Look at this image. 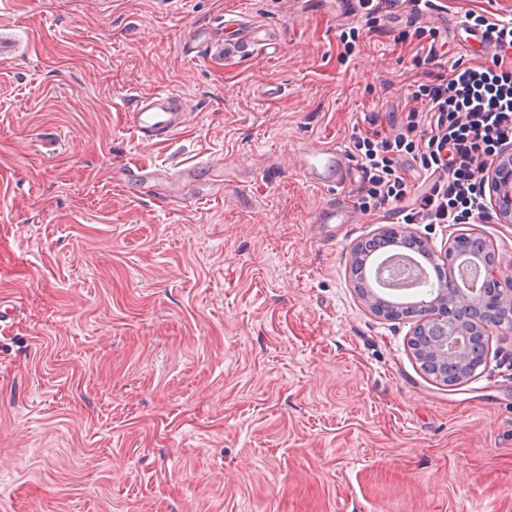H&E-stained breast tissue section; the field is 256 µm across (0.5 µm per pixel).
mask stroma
<instances>
[{"mask_svg":"<svg viewBox=\"0 0 512 512\" xmlns=\"http://www.w3.org/2000/svg\"><path fill=\"white\" fill-rule=\"evenodd\" d=\"M485 12L512 20V0H434L432 72L487 62L463 26ZM228 13L281 55L238 43ZM410 18L372 26L339 0L0 11V512H512V329H489L464 385L424 372L412 322L373 315L349 277L393 213L315 223L329 191L293 162L397 129L425 79L395 40ZM132 88L183 95L185 128L142 141L112 106ZM202 161L144 198L112 179ZM475 226L512 276V224ZM240 18L236 16L224 21L225 28L236 27L237 40L255 45L265 58H275L282 52V43L271 37L267 27L249 24Z\"/></svg>","mask_w":512,"mask_h":512,"instance_id":"obj_1","label":"stroma"}]
</instances>
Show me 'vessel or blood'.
Listing matches in <instances>:
<instances>
[{
    "instance_id": "b4317fda",
    "label": "vessel or blood",
    "mask_w": 512,
    "mask_h": 512,
    "mask_svg": "<svg viewBox=\"0 0 512 512\" xmlns=\"http://www.w3.org/2000/svg\"><path fill=\"white\" fill-rule=\"evenodd\" d=\"M240 41L259 48L263 57L279 55L283 45L271 37L268 28L250 24L234 17L229 19ZM124 115L126 124L143 138L154 140L173 135L186 124V107L183 99L174 93L157 91L149 94H127L116 104ZM299 168L305 179L317 187H345L351 177L352 167L340 147L318 142L299 148L296 152ZM161 169L142 164L129 169L126 186L134 194L148 195ZM355 212L353 201L345 195L332 196L323 203L315 216L319 224H348Z\"/></svg>"
}]
</instances>
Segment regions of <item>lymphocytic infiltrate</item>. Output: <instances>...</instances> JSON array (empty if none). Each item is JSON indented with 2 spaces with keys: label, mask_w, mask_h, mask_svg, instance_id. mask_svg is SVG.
<instances>
[{
  "label": "lymphocytic infiltrate",
  "mask_w": 512,
  "mask_h": 512,
  "mask_svg": "<svg viewBox=\"0 0 512 512\" xmlns=\"http://www.w3.org/2000/svg\"><path fill=\"white\" fill-rule=\"evenodd\" d=\"M418 108L383 134L353 130L350 155L361 172L358 207L392 211L405 224H465L482 217L483 172L512 144V63L498 53L478 67L451 65L448 73L417 84ZM414 163L429 186L412 195L405 175Z\"/></svg>",
  "instance_id": "obj_1"
}]
</instances>
